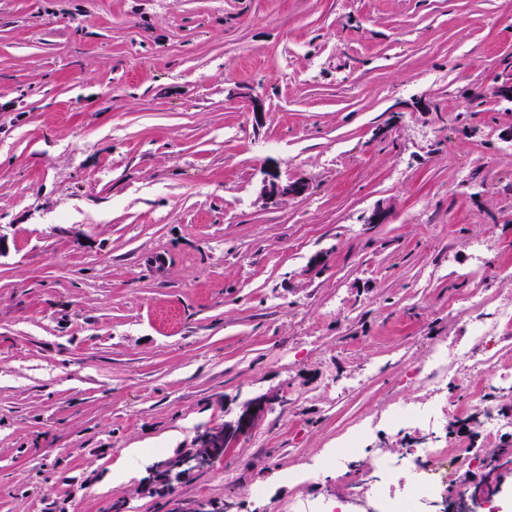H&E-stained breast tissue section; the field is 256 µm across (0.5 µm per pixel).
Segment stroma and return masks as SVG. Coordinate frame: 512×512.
<instances>
[{
    "instance_id": "35a3bbf8",
    "label": "stroma",
    "mask_w": 512,
    "mask_h": 512,
    "mask_svg": "<svg viewBox=\"0 0 512 512\" xmlns=\"http://www.w3.org/2000/svg\"><path fill=\"white\" fill-rule=\"evenodd\" d=\"M508 77L512 0H0V512H324L380 458L402 495L425 436L512 450V387L496 429L470 402L512 367V324L477 334L512 305ZM266 393L222 466L147 487ZM307 185L301 181L282 178L280 175H271L265 181V192L270 198L297 197L303 195Z\"/></svg>"
}]
</instances>
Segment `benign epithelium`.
<instances>
[{"mask_svg":"<svg viewBox=\"0 0 512 512\" xmlns=\"http://www.w3.org/2000/svg\"><path fill=\"white\" fill-rule=\"evenodd\" d=\"M307 185L301 181L272 175L265 181V192L270 198L297 197L304 194ZM280 402L279 396L264 394L248 401L241 412L222 424L207 426L198 431L197 448L184 453L177 466L160 461L149 469L152 490L168 489L185 475L210 471L224 463L227 452L241 438L247 436L265 414Z\"/></svg>","mask_w":512,"mask_h":512,"instance_id":"obj_1","label":"benign epithelium"}]
</instances>
